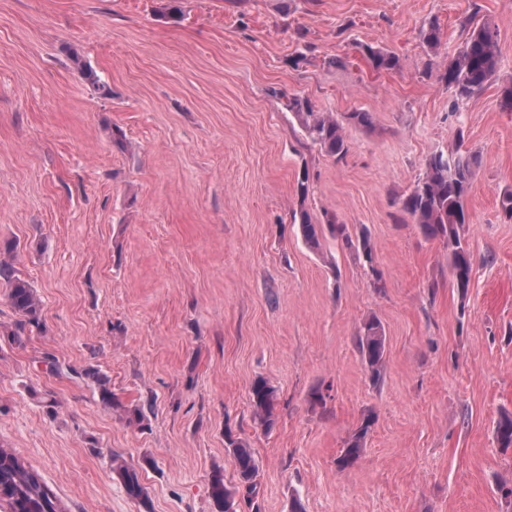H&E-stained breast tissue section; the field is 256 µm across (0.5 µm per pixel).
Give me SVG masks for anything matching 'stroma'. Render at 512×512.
<instances>
[{"label": "stroma", "instance_id": "obj_1", "mask_svg": "<svg viewBox=\"0 0 512 512\" xmlns=\"http://www.w3.org/2000/svg\"><path fill=\"white\" fill-rule=\"evenodd\" d=\"M168 2L0 0V241L17 242L47 327L13 343L0 287V443L65 512H140L117 456L153 512H212V473L238 486L228 430L259 465L239 512H512L498 489L512 448L494 434L512 413V221L498 208L512 189V0H179L176 20ZM467 17L496 28L501 57L457 118L442 74ZM67 44L110 97L86 89ZM362 44L400 70L374 71ZM294 96L374 125L349 128L335 160L288 111ZM456 148L478 157L464 296L446 245L399 206L428 155ZM302 208L368 235L375 268L329 236L310 249ZM372 315L377 383L356 346ZM259 377L277 392L268 432L249 400ZM367 414L360 459L338 470ZM127 496L136 501L142 512H152V505L147 490L143 485L139 470L127 462H122L116 468Z\"/></svg>", "mask_w": 512, "mask_h": 512}]
</instances>
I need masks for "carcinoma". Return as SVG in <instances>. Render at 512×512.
Segmentation results:
<instances>
[{"mask_svg":"<svg viewBox=\"0 0 512 512\" xmlns=\"http://www.w3.org/2000/svg\"><path fill=\"white\" fill-rule=\"evenodd\" d=\"M467 31L464 47L445 70V83L452 91L453 100L449 113L460 115V105L480 94L497 71L499 47L497 35L488 22L475 24L470 18L461 21ZM422 40L430 50L441 43V29L431 24L421 31ZM359 52L376 71H392L400 68L399 58L386 50L370 45L358 46ZM67 55L77 67L87 88L94 94L107 98L112 89L101 80L96 70L83 60L80 51L74 47L66 49ZM286 107L293 112L312 143L334 157L348 152V140L344 123L359 127H370L374 116L371 112H349L346 122L327 112L314 111L310 102L299 97L287 100ZM478 159L471 153L432 152L426 160V170L402 200L403 210L417 224L422 233L432 239L442 241L448 247V261L453 286L460 294L470 288L473 273V258L465 235V224L469 218L465 200L476 175ZM299 229L308 246L313 250L321 248L324 231L341 239L347 248L362 257L368 266L374 264V251L368 238L353 240L344 224L338 223L333 215H325L324 220L315 222L305 210L299 213ZM17 244L7 242L0 245V283L7 288V299L16 316L8 335L15 343H22L25 336L45 330L42 308L33 286L21 277L15 266ZM359 351L371 371L372 380L381 377L385 362V336L380 320L372 316L363 322L357 336ZM82 374L96 379L100 387V399L108 406L119 405L106 380L92 369ZM276 391L265 380L258 379L251 386L250 401L253 412L261 426L271 427L275 422ZM373 418L366 417L346 441L336 458L339 470L352 467L359 459L364 441ZM496 439L501 447H512V415L503 416L495 428ZM227 447L236 466L239 485L251 493L256 489L258 465L245 443L226 435ZM127 496L136 501L142 512H152L147 490L143 485L139 470L123 462L116 468ZM0 486L5 488L9 498L5 502L10 512H55V496L39 475L30 469L22 459L12 452L0 448ZM210 497L216 512H227V506L235 505V492L224 484L223 473L216 471L210 479Z\"/></svg>","mask_w":512,"mask_h":512,"instance_id":"obj_1","label":"carcinoma"}]
</instances>
